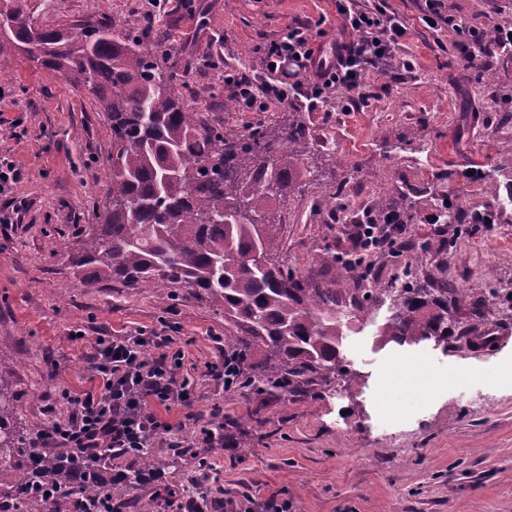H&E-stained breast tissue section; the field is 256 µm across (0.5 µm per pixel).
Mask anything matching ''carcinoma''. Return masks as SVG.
Masks as SVG:
<instances>
[{"mask_svg":"<svg viewBox=\"0 0 512 512\" xmlns=\"http://www.w3.org/2000/svg\"><path fill=\"white\" fill-rule=\"evenodd\" d=\"M0 56L24 54L87 88L107 113L112 138L109 189L98 223L83 229L70 255L84 285L117 281L128 287L194 289L224 311V357L243 385L258 394L327 382L347 375L340 356L341 321L350 307L363 315L390 300L383 335L402 343L448 342V317L466 305L484 317L491 288H461L442 279L433 288H335L328 271L359 280L364 256L341 261L325 251L306 276L279 261L280 226L273 204L286 198L309 150L296 120L276 136L261 129L233 132L189 107L180 78L163 70L153 50L121 24L93 16L69 27H39L22 0H0ZM16 400L0 371V460L21 477L0 472V508L60 512L46 492L67 489L78 512H95L112 496L110 464L72 449L41 452L16 426ZM144 466L178 468L180 453L162 460L149 448Z\"/></svg>","mask_w":512,"mask_h":512,"instance_id":"obj_1","label":"carcinoma"}]
</instances>
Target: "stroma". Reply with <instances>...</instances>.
I'll use <instances>...</instances> for the list:
<instances>
[{
  "label": "stroma",
  "mask_w": 512,
  "mask_h": 512,
  "mask_svg": "<svg viewBox=\"0 0 512 512\" xmlns=\"http://www.w3.org/2000/svg\"><path fill=\"white\" fill-rule=\"evenodd\" d=\"M24 5L44 27L91 14L120 22L143 36L159 65L183 77L187 105L227 128L276 132L289 116L300 118L313 149L278 209L279 259L293 272L316 266L324 250H351L357 238L334 211H316L314 198H397L406 189L403 235L426 244L433 259H447L450 280L478 288L490 270L496 288L512 286V212L485 195L483 181L489 174L512 181V112L499 102L512 91V67L488 52L481 67L464 69L457 33L428 28L424 0H388L409 33L394 51L395 65L367 77L368 100L348 109L336 97L324 109L299 96L262 112L225 111L234 96L225 69L264 73L259 41L298 24L313 46L329 49L341 25L336 0H163L151 27V0ZM445 5L470 28L512 26V0ZM406 59L413 70L402 68ZM0 115V153L21 171L14 194L24 202L12 223L0 224V365L12 373L30 433L51 424L45 408L62 392L98 385L89 366L96 337L167 336L185 354L179 375L193 388V404L161 410L171 429L151 448L165 456L179 445L186 453L176 470H140L124 498L181 490L202 475L210 498L232 503L235 512H259L269 499L287 503V512H512V304H492L494 318L485 324L465 306L452 315V325L487 333L478 345L386 340L385 304L367 317H344L339 350L348 376L300 395L225 390L207 370L224 356V313L214 303L184 287L106 281L89 288L68 263L108 190L109 120L94 96L24 56H4ZM448 201L469 212L491 210L495 222L473 237L429 223ZM217 421L240 425L246 446L207 440Z\"/></svg>",
  "instance_id": "obj_1"
}]
</instances>
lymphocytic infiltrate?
Returning a JSON list of instances; mask_svg holds the SVG:
<instances>
[{"mask_svg":"<svg viewBox=\"0 0 512 512\" xmlns=\"http://www.w3.org/2000/svg\"><path fill=\"white\" fill-rule=\"evenodd\" d=\"M336 5L345 36L332 45L329 57L316 55L307 28L297 26L280 40L264 43L267 81L225 71V84L246 108L264 111L269 102L287 101L290 91L303 87L321 103L334 93L348 101L367 99L366 75L391 63L408 29L384 5L368 8L359 0H336ZM146 345L140 336L97 337L91 369L99 387L62 393L67 417L40 433L38 447L77 448L88 458L109 459L134 454L148 439L169 431L155 408L190 401L188 382L177 376L184 354L165 352L150 359Z\"/></svg>","mask_w":512,"mask_h":512,"instance_id":"f902f5d3","label":"lymphocytic infiltrate"}]
</instances>
